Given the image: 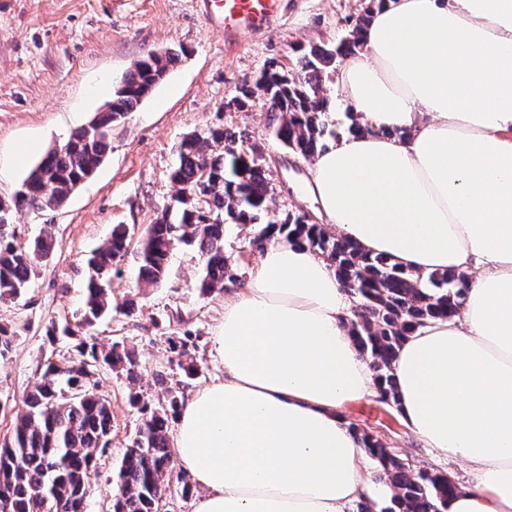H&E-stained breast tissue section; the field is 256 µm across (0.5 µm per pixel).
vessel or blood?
Masks as SVG:
<instances>
[{"label": "vessel or blood", "instance_id": "b4317fda", "mask_svg": "<svg viewBox=\"0 0 512 512\" xmlns=\"http://www.w3.org/2000/svg\"><path fill=\"white\" fill-rule=\"evenodd\" d=\"M226 39L266 32L281 15L283 0H202Z\"/></svg>", "mask_w": 512, "mask_h": 512}]
</instances>
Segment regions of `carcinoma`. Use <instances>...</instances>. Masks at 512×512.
Listing matches in <instances>:
<instances>
[{
  "label": "carcinoma",
  "instance_id": "cac0c4a2",
  "mask_svg": "<svg viewBox=\"0 0 512 512\" xmlns=\"http://www.w3.org/2000/svg\"><path fill=\"white\" fill-rule=\"evenodd\" d=\"M386 0H370L371 6L353 23L349 37L332 48L312 46L301 55V69L270 65L255 86L244 85L233 98L237 109L250 106L255 90L269 96L268 116L277 139L293 153L312 158L335 136L325 123L328 108L324 73L337 61L363 46L362 31L373 7ZM180 59L177 50L160 58L146 55L122 80V93L112 97V109L96 113L98 134L84 128L73 131L65 147L51 149L25 180L28 188L15 191L10 202L0 200V299H15L28 288L39 264L53 252L52 242L41 237L25 247L5 231L11 212H42L66 202L76 186L103 163L109 149L112 125L136 106ZM175 190L172 205L139 240V278L160 287L168 274L169 257L179 243L196 247L201 259L200 291L208 295L236 281L230 257L224 252V223L265 227L254 244L262 247L276 232L325 256L342 283L358 298L359 312L349 331L375 374L381 401L398 406L393 363L404 341L429 321L448 319L460 307L466 274L454 269L426 276L406 270L383 255L368 254L351 241L330 233L324 224L306 220L300 212L278 214L270 210V187L260 149L241 131L222 124L206 135L189 134L179 146V164L171 174ZM129 230L124 224L112 229L111 239L96 249L89 261L85 309L76 329L78 360L61 365L48 361L16 413L9 437L0 443V512H84L86 488L96 469L98 448L109 445L112 413L108 401L95 392L91 380L101 367L123 371L135 379V353L116 342L98 346L80 329L112 312V267L127 252ZM131 402L142 423L119 468L118 493L113 512H157L171 480L190 485L174 472L168 438L169 420L183 405L180 388L168 387L164 402ZM366 451L383 468L384 478L396 490L393 506L385 512H443L458 487L447 475L413 470L369 434L360 436Z\"/></svg>",
  "mask_w": 512,
  "mask_h": 512
}]
</instances>
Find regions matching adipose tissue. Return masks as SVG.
<instances>
[{
	"instance_id": "ef3b65f1",
	"label": "adipose tissue",
	"mask_w": 512,
	"mask_h": 512,
	"mask_svg": "<svg viewBox=\"0 0 512 512\" xmlns=\"http://www.w3.org/2000/svg\"><path fill=\"white\" fill-rule=\"evenodd\" d=\"M340 74L362 131L320 152L310 186L338 236L424 274L468 276L462 309L393 364L427 447L467 463L445 512H512V0H385ZM330 262L273 236L224 301V377L182 406L174 453L194 512H351L381 500L346 420L374 375Z\"/></svg>"
}]
</instances>
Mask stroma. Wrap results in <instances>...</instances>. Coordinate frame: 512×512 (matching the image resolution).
<instances>
[{
	"label": "stroma",
	"instance_id": "1",
	"mask_svg": "<svg viewBox=\"0 0 512 512\" xmlns=\"http://www.w3.org/2000/svg\"><path fill=\"white\" fill-rule=\"evenodd\" d=\"M368 5L369 0H286L277 27L230 44L197 0H0L2 198L20 188L48 148L89 122L145 55L184 51L136 109L113 124L111 149L93 175L61 207L16 213L7 228L19 243L49 237L55 248L20 297L0 300V325L14 335L10 352L0 358V440L9 436L43 360L76 356L70 339L52 342L46 333L51 326L78 321L90 253L107 241L113 225H128L132 236L140 237L169 206L170 172L186 135L204 133L219 121L247 133L265 158L270 209L317 213L307 189L310 162L272 136L262 99L246 111L230 108L229 102L271 63L299 68L298 46L339 42ZM260 231L257 224L225 225L224 250L239 285L248 283L258 262L252 241ZM138 266V253L131 248L112 270L113 304L131 300L134 311L116 310L88 330L99 345L119 342L135 350L137 378L107 369L96 375L98 393L111 404L112 436L109 448L97 456L85 512H113L118 468L141 423L130 392L155 404L163 401L166 383H182L189 396L224 377L214 336L224 321L225 294L199 292L197 251L177 245L158 288L139 284ZM181 336L187 337V355L198 369L190 379L170 349L171 339ZM343 413L351 427L380 439L411 467L446 474L460 487L469 481L466 464L426 448L379 395L350 402Z\"/></svg>",
	"mask_w": 512,
	"mask_h": 512
}]
</instances>
